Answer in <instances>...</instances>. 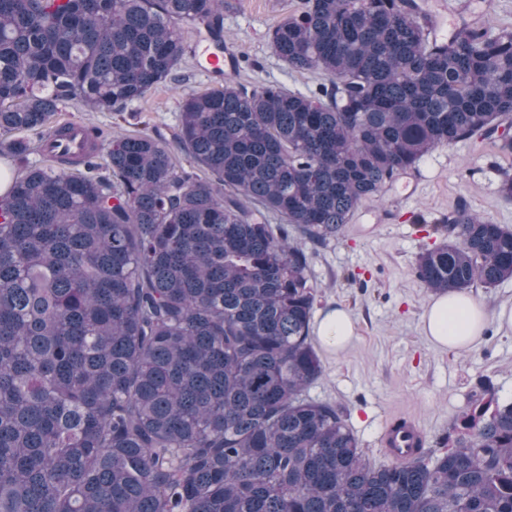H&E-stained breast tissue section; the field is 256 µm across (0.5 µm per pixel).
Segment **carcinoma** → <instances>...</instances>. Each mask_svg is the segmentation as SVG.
Returning a JSON list of instances; mask_svg holds the SVG:
<instances>
[{"instance_id": "obj_1", "label": "carcinoma", "mask_w": 512, "mask_h": 512, "mask_svg": "<svg viewBox=\"0 0 512 512\" xmlns=\"http://www.w3.org/2000/svg\"><path fill=\"white\" fill-rule=\"evenodd\" d=\"M425 15L307 0L270 44L330 86L226 81L186 94L172 144L40 166L59 103L122 116L173 74L183 24L223 48L224 0H0V512H512V403L487 381L448 449L381 466L307 395L323 367L295 235L341 236L440 146L512 155V31L443 42ZM434 231L426 288L512 280L511 228L459 207Z\"/></svg>"}]
</instances>
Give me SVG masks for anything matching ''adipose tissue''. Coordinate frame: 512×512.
Instances as JSON below:
<instances>
[{
    "instance_id": "obj_1",
    "label": "adipose tissue",
    "mask_w": 512,
    "mask_h": 512,
    "mask_svg": "<svg viewBox=\"0 0 512 512\" xmlns=\"http://www.w3.org/2000/svg\"><path fill=\"white\" fill-rule=\"evenodd\" d=\"M489 313L468 291L451 289L434 297L422 314L425 335L436 346L451 351L471 350L481 340ZM354 321L336 308L319 321L316 334L329 351L343 350L353 338Z\"/></svg>"
}]
</instances>
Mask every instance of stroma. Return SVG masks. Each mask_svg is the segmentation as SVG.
<instances>
[{
	"instance_id": "35a3bbf8",
	"label": "stroma",
	"mask_w": 512,
	"mask_h": 512,
	"mask_svg": "<svg viewBox=\"0 0 512 512\" xmlns=\"http://www.w3.org/2000/svg\"><path fill=\"white\" fill-rule=\"evenodd\" d=\"M303 6L304 0H225V41L239 55L228 80L254 87L276 85L305 96L324 84L319 72L289 69L269 42L271 28ZM427 8L443 18L446 33L464 19L512 30V0H427ZM183 36L188 50L172 79L129 104L123 118L89 111L73 100L60 105L57 123L98 126L107 146L113 137L140 131L172 137L182 121L184 96L218 81L200 70L208 48L204 29L187 24ZM505 170L512 172V155L499 153L480 138L438 147L412 171L363 200L342 236L324 243L302 242L316 286L313 321L336 307L346 308L354 320V337L344 350L320 351L324 372L308 395L342 407L372 465L385 464L379 437L397 416L417 421L426 450H440L459 424L477 379L489 380L499 403H512V330L500 328L495 317L501 306H512V280L494 288H472L490 317L480 344L455 353L434 347L423 332L421 315L433 295L415 270L417 257L439 241L431 225L458 204L512 227V200L498 192Z\"/></svg>"
}]
</instances>
